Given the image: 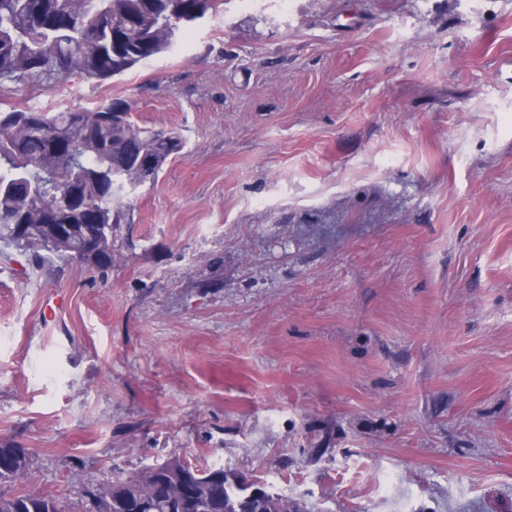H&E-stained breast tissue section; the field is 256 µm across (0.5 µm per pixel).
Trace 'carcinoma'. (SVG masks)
<instances>
[{"label": "carcinoma", "instance_id": "cac0c4a2", "mask_svg": "<svg viewBox=\"0 0 512 512\" xmlns=\"http://www.w3.org/2000/svg\"><path fill=\"white\" fill-rule=\"evenodd\" d=\"M206 0H69L58 14L57 0H0V82L21 83L79 75L106 80L170 50L214 6ZM184 149L176 131L145 130L132 120L130 102L115 98L94 109L46 112L0 110V240L17 243L44 259L46 251L73 258L42 232L19 238L15 224H99L98 247L112 266V242L123 213L117 203L140 187L130 159L155 160L153 177ZM65 196L68 206L47 212L49 197ZM26 449L0 446V484L26 473ZM139 472L112 481L116 492L138 493L133 512H291L288 497L251 493L254 482L224 465L185 464L209 496L171 499L151 489L155 478ZM0 512H66L60 499L36 492L0 493Z\"/></svg>", "mask_w": 512, "mask_h": 512}]
</instances>
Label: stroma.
<instances>
[{
    "label": "stroma",
    "instance_id": "35a3bbf8",
    "mask_svg": "<svg viewBox=\"0 0 512 512\" xmlns=\"http://www.w3.org/2000/svg\"><path fill=\"white\" fill-rule=\"evenodd\" d=\"M133 101L182 155L112 265L0 242V491L177 455L299 512H512V0H223L124 75L0 108ZM16 457L15 463L7 464L8 457ZM31 457L25 448L0 446V484L10 483L19 475L27 473Z\"/></svg>",
    "mask_w": 512,
    "mask_h": 512
}]
</instances>
